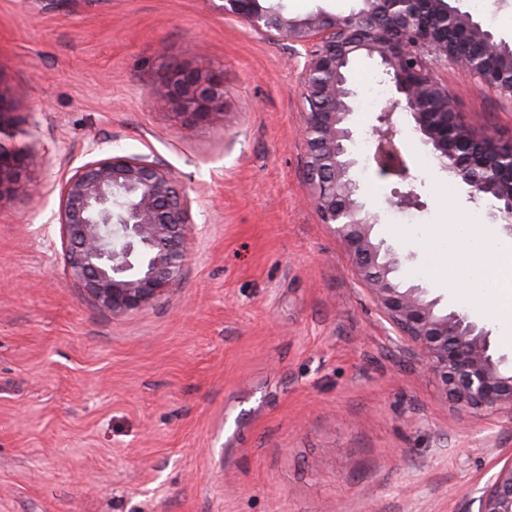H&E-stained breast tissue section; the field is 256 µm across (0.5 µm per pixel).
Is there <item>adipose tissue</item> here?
<instances>
[{"label":"adipose tissue","instance_id":"ef3b65f1","mask_svg":"<svg viewBox=\"0 0 512 512\" xmlns=\"http://www.w3.org/2000/svg\"><path fill=\"white\" fill-rule=\"evenodd\" d=\"M512 281V241L470 226L448 243V288L474 301L501 326L512 328V294L501 284Z\"/></svg>","mask_w":512,"mask_h":512}]
</instances>
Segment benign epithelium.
Segmentation results:
<instances>
[{"label": "benign epithelium", "instance_id": "obj_1", "mask_svg": "<svg viewBox=\"0 0 512 512\" xmlns=\"http://www.w3.org/2000/svg\"><path fill=\"white\" fill-rule=\"evenodd\" d=\"M262 0H224V14L303 48L301 95L305 116V167L311 199L349 255L353 271L399 338L417 356L445 397L464 414L512 417V362L498 354L489 331L467 314L440 307L422 286L404 279L408 257L373 234L377 215L361 200L352 177L350 144L356 92L349 81L354 58H375L394 93L376 116L373 161L381 179L406 182L388 201L398 208L425 206L395 141L394 116L408 114L419 142L437 157L474 200L496 199L492 218L512 231V153L489 136H476L453 112L448 87L434 64L450 61L463 73L512 99V47L448 0H357L346 15L324 11L293 17ZM463 30L483 48L476 61L448 44V29ZM223 99V82L202 62L174 71L159 106L180 104L181 116L208 121ZM29 155L0 145V205L36 187L24 178ZM58 221L65 260L78 287L114 315L151 303L177 285L188 256V194L172 170L156 161L110 154L75 168L60 186ZM461 512H512V462Z\"/></svg>", "mask_w": 512, "mask_h": 512}]
</instances>
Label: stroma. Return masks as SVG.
<instances>
[{
    "instance_id": "35a3bbf8",
    "label": "stroma",
    "mask_w": 512,
    "mask_h": 512,
    "mask_svg": "<svg viewBox=\"0 0 512 512\" xmlns=\"http://www.w3.org/2000/svg\"><path fill=\"white\" fill-rule=\"evenodd\" d=\"M461 12L512 45V0ZM206 54L221 114L159 110ZM301 67L288 41L214 0H0V142L39 191L0 205V512H460L512 457V420L459 413L380 315L309 202ZM435 72L480 135L512 145V100ZM355 174L402 274L512 340L430 271L448 224L494 223L435 164L406 115L396 139L426 206L387 198L368 144L381 106L366 56ZM108 152L170 167L190 196L173 291L113 315L73 282L59 181Z\"/></svg>"
}]
</instances>
